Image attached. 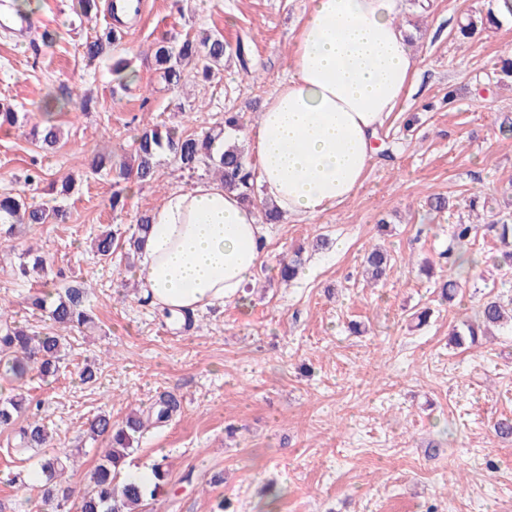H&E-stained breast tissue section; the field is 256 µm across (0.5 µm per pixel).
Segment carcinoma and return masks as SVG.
Listing matches in <instances>:
<instances>
[{"label": "carcinoma", "instance_id": "1", "mask_svg": "<svg viewBox=\"0 0 512 512\" xmlns=\"http://www.w3.org/2000/svg\"><path fill=\"white\" fill-rule=\"evenodd\" d=\"M115 38L108 31L95 40L85 43L84 56L91 62L98 59L112 60V71L118 74L124 87L136 77L122 75L129 61L112 54ZM227 45L218 35L202 38L185 37L179 41L159 40L154 45V59L164 78L171 85L180 84L186 69L208 78L213 69L224 64ZM240 119L232 115L224 121V127L208 131L189 133L175 127L161 134L154 128H144L134 138L131 160L120 165L113 175L114 184L119 185L134 177L141 183L157 180L160 157L172 158L177 168L193 174L200 168H213L220 175L224 186L239 191L248 201L255 194V172L248 161L245 149L235 143L224 147V128L239 129ZM32 140L44 147H53L61 140L60 125L47 120L42 127H33L29 132ZM51 214L43 205L29 199L25 192L12 190L0 193V222L3 224H45ZM151 226V214L146 211L136 220V228L130 237L121 243L126 259L133 260L141 250ZM489 228L497 234L499 242L507 248L503 258L512 260V224L508 220L493 221ZM476 232L474 224L452 225V235L457 244H467ZM115 233L100 237L96 253L100 258H112L115 250ZM27 261L19 264L15 275L28 277L44 271L43 258L25 250ZM448 272L453 278L440 285L441 295L448 301L455 298V289L461 280L476 266V259L463 250H448ZM389 262L387 252L375 249L365 259L367 267L376 279L382 277ZM87 291L84 288H68L65 292L50 295L36 290L27 297L28 307L48 316L52 331L36 332L18 324L13 316L0 308V368L14 380H23L35 373L42 378L57 374L62 361V333L78 330L93 323L87 312ZM512 325V301L504 305L498 297H490L482 303L477 323L467 325L470 339L478 331L490 326ZM42 402L13 395L0 401V429L11 428L18 437L12 453L18 457H31L48 443V433L40 417ZM180 407L174 396H163L147 413H135L122 422L112 420L107 412L98 413L89 423V432L108 442L100 462L90 476V487L79 496L76 512H145L147 501L155 500L165 492L167 485L164 461L153 465V479L142 484L126 479L123 471L130 455L135 435L154 424L168 421ZM74 467L71 458L52 455L42 460L37 472L41 482V512H61L62 505L76 493V487L60 479L68 469Z\"/></svg>", "mask_w": 512, "mask_h": 512}]
</instances>
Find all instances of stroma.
<instances>
[{"mask_svg":"<svg viewBox=\"0 0 512 512\" xmlns=\"http://www.w3.org/2000/svg\"><path fill=\"white\" fill-rule=\"evenodd\" d=\"M144 2L119 38L138 74L125 88L108 63L83 55L87 39L109 30L111 0H97L87 19L71 0H31L37 39L0 31V104L21 121L0 128V189H26L66 213L16 227L15 249L0 251V299L43 331L49 323L27 310L29 293L77 286L87 289L95 320L70 333L57 377L17 386L0 377V392L16 387L42 401L53 451L75 457L73 482L83 488L101 455L100 442L84 436L96 414L120 421L161 393L177 395L180 413L141 435L126 460L130 471L167 464L166 492L150 512H512V441L489 428L512 417V334L465 350L448 343L453 327L475 321L487 294L512 298V265L499 264L502 246L485 228L490 216H512V77L501 72L512 21L464 39L458 26L482 12L480 0H432L424 12L407 5L399 22L420 75L379 129L362 186L318 217L270 225L243 300L198 312L186 331L141 303L121 254L100 259L90 243L105 230L131 233L138 213L215 173L190 175L163 161L158 180L116 213L113 179L92 171L93 156L109 150L119 162L144 126L198 132L223 125L228 112L241 113L238 140L253 151L257 117L289 75L306 0ZM206 33L247 41L251 73L229 56L211 79L168 85L153 43ZM64 85L88 107L58 114L64 138L46 154L28 132L41 123L47 95ZM67 176L75 188L62 196L53 186ZM433 195L450 197L451 211H431ZM474 198L485 205L468 245L479 266L451 303L436 286L448 276L442 255ZM319 237L325 248L313 247ZM377 245L390 264L374 283L364 257ZM28 246L45 271L15 279L11 269ZM296 253L303 275L283 282L280 265ZM426 309L432 316L419 323ZM87 366L96 373L90 385L79 378ZM14 442L0 431V512H37L9 476L39 459L7 456Z\"/></svg>","mask_w":512,"mask_h":512,"instance_id":"35a3bbf8","label":"stroma"}]
</instances>
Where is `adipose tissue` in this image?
<instances>
[{
  "instance_id": "1",
  "label": "adipose tissue",
  "mask_w": 512,
  "mask_h": 512,
  "mask_svg": "<svg viewBox=\"0 0 512 512\" xmlns=\"http://www.w3.org/2000/svg\"><path fill=\"white\" fill-rule=\"evenodd\" d=\"M403 0H309L292 73L268 98L255 131L256 181L288 215L315 217L350 198L372 140L411 90L417 56L397 22ZM268 231L218 182L167 194L152 212L136 276L143 297L180 313L240 300Z\"/></svg>"
}]
</instances>
